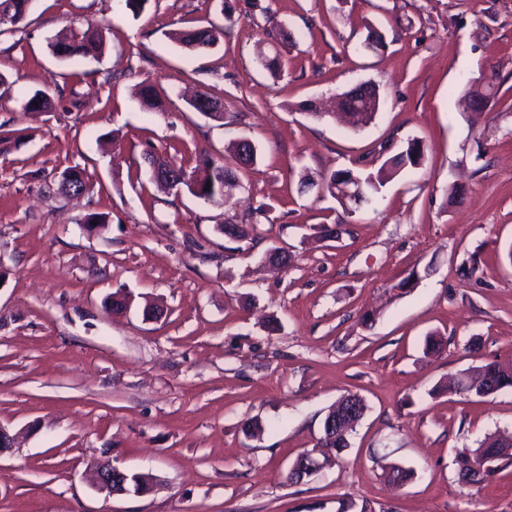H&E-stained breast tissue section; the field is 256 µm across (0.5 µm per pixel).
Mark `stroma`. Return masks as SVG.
I'll list each match as a JSON object with an SVG mask.
<instances>
[{"mask_svg": "<svg viewBox=\"0 0 512 512\" xmlns=\"http://www.w3.org/2000/svg\"><path fill=\"white\" fill-rule=\"evenodd\" d=\"M232 11L233 23L224 20ZM102 27L99 60L52 57L48 39ZM281 24L287 43L270 42ZM218 25L192 54L175 33ZM377 34V49L363 48ZM281 70L257 67L258 49ZM0 512H512V467L459 481L458 449L512 431V388L486 397L450 377L512 362V0H32L0 37ZM495 93L481 112L465 96ZM160 108L141 106V82ZM360 83L384 103L370 124L330 118ZM46 111L24 105L35 91ZM224 103L216 122L188 100ZM247 137L236 216L261 212L249 238L217 230L221 206L165 191L151 153L192 166ZM427 147L379 201L345 210L299 180L377 170L409 142ZM86 192H57L67 167ZM110 214L106 230L82 217ZM338 224V239L318 234ZM288 249L287 268L269 267ZM129 305L119 314L113 293ZM160 317L148 320L146 306ZM370 322H363L364 314ZM443 350L424 352L428 333ZM361 396L350 446L303 481L288 474L322 435L329 407ZM262 431L250 435L249 425ZM107 459L153 474L139 495L87 480ZM413 469L402 488L387 467Z\"/></svg>", "mask_w": 512, "mask_h": 512, "instance_id": "35a3bbf8", "label": "stroma"}]
</instances>
